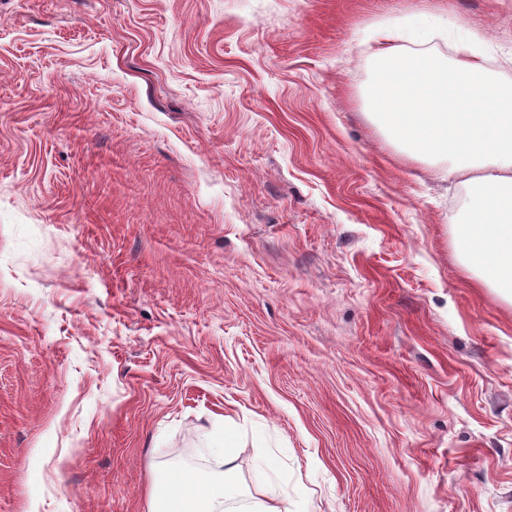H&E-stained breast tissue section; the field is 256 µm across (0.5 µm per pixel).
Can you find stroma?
<instances>
[{
	"mask_svg": "<svg viewBox=\"0 0 512 512\" xmlns=\"http://www.w3.org/2000/svg\"><path fill=\"white\" fill-rule=\"evenodd\" d=\"M512 0H0V512H147L239 439L301 512H512V305L368 116L371 31Z\"/></svg>",
	"mask_w": 512,
	"mask_h": 512,
	"instance_id": "1",
	"label": "stroma"
}]
</instances>
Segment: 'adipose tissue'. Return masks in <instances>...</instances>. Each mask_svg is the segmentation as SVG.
<instances>
[{
  "label": "adipose tissue",
  "mask_w": 512,
  "mask_h": 512,
  "mask_svg": "<svg viewBox=\"0 0 512 512\" xmlns=\"http://www.w3.org/2000/svg\"><path fill=\"white\" fill-rule=\"evenodd\" d=\"M447 26L420 19L375 29L373 117L407 155L431 160L466 186L454 224L457 256L482 287L512 305V83L489 69L479 34L460 41L451 57L432 54L428 43ZM235 451L232 435L214 440L211 454L223 468L216 478L154 473L149 512H233L242 495Z\"/></svg>",
  "instance_id": "adipose-tissue-1"
}]
</instances>
